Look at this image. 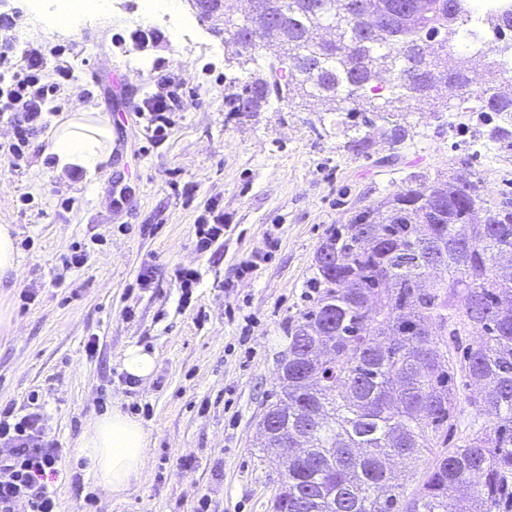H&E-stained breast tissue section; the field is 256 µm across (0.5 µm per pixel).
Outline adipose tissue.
I'll list each match as a JSON object with an SVG mask.
<instances>
[{
	"label": "adipose tissue",
	"instance_id": "1",
	"mask_svg": "<svg viewBox=\"0 0 512 512\" xmlns=\"http://www.w3.org/2000/svg\"><path fill=\"white\" fill-rule=\"evenodd\" d=\"M108 122L72 112L53 133L49 152L57 169L75 166L95 175L111 157ZM150 439L141 423L121 410L95 418L84 429L78 447L95 483L113 495L125 494L144 470Z\"/></svg>",
	"mask_w": 512,
	"mask_h": 512
}]
</instances>
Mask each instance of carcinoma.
<instances>
[{
  "mask_svg": "<svg viewBox=\"0 0 512 512\" xmlns=\"http://www.w3.org/2000/svg\"><path fill=\"white\" fill-rule=\"evenodd\" d=\"M241 0H201L232 54H275L249 26L271 17L288 49V78L252 73L224 96L230 112H258L293 89L342 109L401 73L374 108L401 142L406 126L394 103L473 83L469 57L448 52L470 16L471 0H428L420 21L406 13L419 0H380L382 34L369 37L336 15V0H261L264 17H237ZM494 33L512 31V6L486 16ZM480 98L501 123L485 134L512 149V95L495 78ZM431 242L444 254L429 288ZM311 305L288 327V391L268 404L288 433L285 475L272 512H512V202L489 205L482 181L465 168L421 188L408 185L357 208L324 238L314 256ZM481 331L476 347L459 337ZM462 376L476 415L495 417L471 429L424 473L419 494L403 498L387 461L409 464L448 436Z\"/></svg>",
  "mask_w": 512,
  "mask_h": 512,
  "instance_id": "obj_1",
  "label": "carcinoma"
}]
</instances>
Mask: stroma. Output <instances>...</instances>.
<instances>
[{
    "mask_svg": "<svg viewBox=\"0 0 512 512\" xmlns=\"http://www.w3.org/2000/svg\"><path fill=\"white\" fill-rule=\"evenodd\" d=\"M33 3L0 7L7 42L19 52L74 42L80 53L64 112L46 113L17 169L0 174V224L12 225L20 261L0 288V408L23 414L40 405L47 439L66 448L53 482L59 512H81L90 491L95 512H194L203 496L210 512H272L285 459H263L257 425L281 391L288 323L310 304L319 244L355 208L448 177L463 162L490 203L512 200V152L479 136L482 113L439 112L429 98L401 103L408 135L392 142L373 110L381 90L352 112L306 97L226 111L225 89L270 59L240 64L187 2L181 15L150 25L137 19L141 0H115L69 31ZM160 63L196 99L173 113L162 139L135 109L154 92ZM68 112L127 119L94 177L57 171L47 153ZM362 136L368 152H353L351 140ZM214 204L226 230L202 252L195 222ZM76 249L87 257L80 267L68 263ZM246 258L253 271H242ZM179 267L196 271L193 288L182 290ZM146 271L151 282L139 286ZM132 344L157 357L144 386L121 369ZM114 407L150 435L146 468L121 498L98 488L77 450L89 421Z\"/></svg>",
    "mask_w": 512,
    "mask_h": 512,
    "instance_id": "obj_1",
    "label": "stroma"
}]
</instances>
